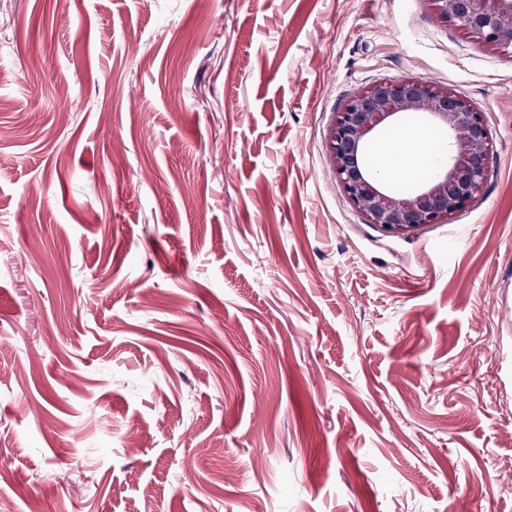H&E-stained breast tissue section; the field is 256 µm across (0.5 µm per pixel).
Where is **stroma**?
I'll return each mask as SVG.
<instances>
[{
	"instance_id": "35a3bbf8",
	"label": "stroma",
	"mask_w": 512,
	"mask_h": 512,
	"mask_svg": "<svg viewBox=\"0 0 512 512\" xmlns=\"http://www.w3.org/2000/svg\"><path fill=\"white\" fill-rule=\"evenodd\" d=\"M421 77L494 160L387 234L337 112ZM9 512H512V54L430 0H0Z\"/></svg>"
}]
</instances>
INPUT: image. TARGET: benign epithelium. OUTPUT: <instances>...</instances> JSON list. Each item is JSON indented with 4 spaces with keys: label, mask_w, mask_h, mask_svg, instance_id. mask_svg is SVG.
<instances>
[{
    "label": "benign epithelium",
    "mask_w": 512,
    "mask_h": 512,
    "mask_svg": "<svg viewBox=\"0 0 512 512\" xmlns=\"http://www.w3.org/2000/svg\"><path fill=\"white\" fill-rule=\"evenodd\" d=\"M437 16L480 44L512 52V0H430ZM408 114L427 117L448 132V153L416 190L399 194L370 169L367 146ZM330 152L338 182L366 221L389 234L424 224H447L483 188L494 160L484 117L446 87L420 77L375 84L353 95L337 112Z\"/></svg>",
    "instance_id": "obj_1"
}]
</instances>
